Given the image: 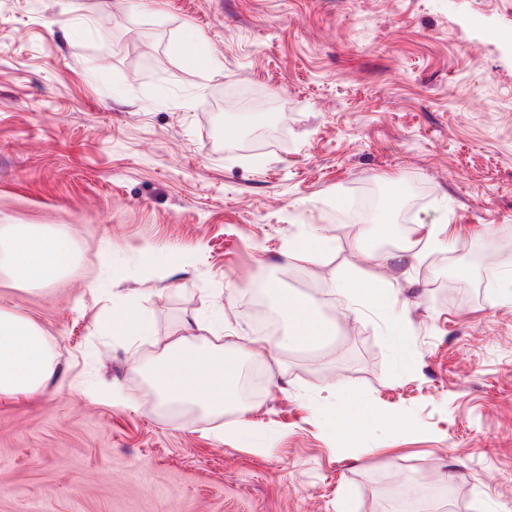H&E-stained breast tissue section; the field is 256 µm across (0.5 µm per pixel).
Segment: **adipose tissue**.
<instances>
[{
    "instance_id": "adipose-tissue-1",
    "label": "adipose tissue",
    "mask_w": 512,
    "mask_h": 512,
    "mask_svg": "<svg viewBox=\"0 0 512 512\" xmlns=\"http://www.w3.org/2000/svg\"><path fill=\"white\" fill-rule=\"evenodd\" d=\"M75 260L70 239L61 232L33 224L0 227V265L20 286H48L64 276ZM288 320L287 346L318 348L332 335L317 305L281 294ZM224 319L213 316L206 334L174 336L155 342L153 383L162 405L195 404L220 415L239 406L238 366L250 359L252 348L225 354ZM222 362L219 376L203 375L204 358ZM54 344L30 319L0 308V396H31L42 392L54 377Z\"/></svg>"
}]
</instances>
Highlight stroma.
I'll list each match as a JSON object with an SVG mask.
<instances>
[{
	"label": "stroma",
	"mask_w": 512,
	"mask_h": 512,
	"mask_svg": "<svg viewBox=\"0 0 512 512\" xmlns=\"http://www.w3.org/2000/svg\"><path fill=\"white\" fill-rule=\"evenodd\" d=\"M3 224L67 234L77 262L39 289L0 272V308L56 354L43 392L0 397V512H337L343 491L350 512H512V305L491 288L512 273V0H0ZM435 228L422 260L394 245ZM344 273L395 304L348 309ZM269 281V308L285 292L335 324L327 360L279 348L284 323L258 339ZM130 308L152 338L108 335ZM219 311L264 357L245 438L164 412L133 366Z\"/></svg>",
	"instance_id": "35a3bbf8"
}]
</instances>
